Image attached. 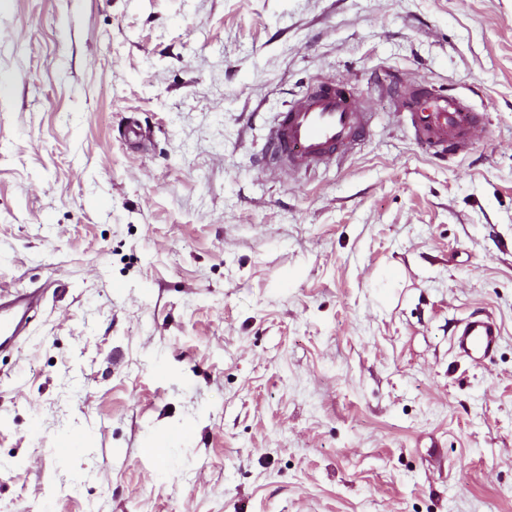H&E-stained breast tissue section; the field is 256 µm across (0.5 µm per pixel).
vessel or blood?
Instances as JSON below:
<instances>
[{"mask_svg":"<svg viewBox=\"0 0 512 512\" xmlns=\"http://www.w3.org/2000/svg\"><path fill=\"white\" fill-rule=\"evenodd\" d=\"M391 99L415 142L438 158L466 154L487 133L485 113L463 96H434L410 83ZM371 130L372 115L358 105L353 85L321 80L275 113L267 126L268 161L285 171L311 170L351 155ZM41 299L37 289L0 288V350L17 345L24 318ZM500 340L493 317L471 315L459 321L450 347L458 357L479 365L495 354Z\"/></svg>","mask_w":512,"mask_h":512,"instance_id":"obj_1","label":"vessel or blood"}]
</instances>
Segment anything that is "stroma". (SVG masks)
<instances>
[{"label": "stroma", "instance_id": "1", "mask_svg": "<svg viewBox=\"0 0 512 512\" xmlns=\"http://www.w3.org/2000/svg\"><path fill=\"white\" fill-rule=\"evenodd\" d=\"M392 72L488 137L432 157ZM318 77L371 136L262 168ZM0 283V512H512V0H0ZM0 350L18 344L23 332V319L42 299L40 289L0 286ZM501 330L490 315H470L462 318L452 334L450 347L458 357L480 365L497 351Z\"/></svg>", "mask_w": 512, "mask_h": 512}]
</instances>
